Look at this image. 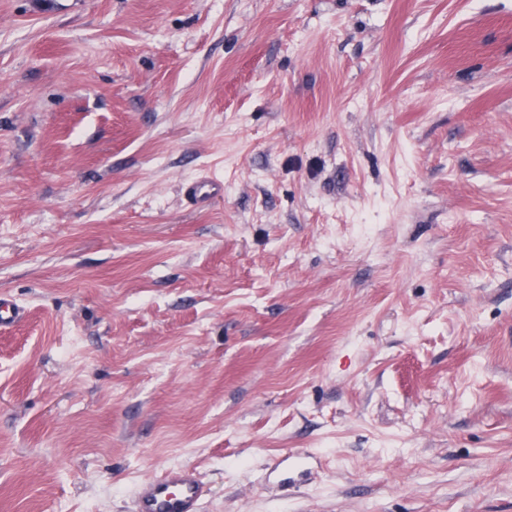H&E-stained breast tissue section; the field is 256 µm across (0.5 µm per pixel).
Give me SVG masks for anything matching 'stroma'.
Masks as SVG:
<instances>
[{"mask_svg":"<svg viewBox=\"0 0 512 512\" xmlns=\"http://www.w3.org/2000/svg\"><path fill=\"white\" fill-rule=\"evenodd\" d=\"M1 292L0 512H512V0H0ZM223 191V186L214 180H200L184 187L185 195L196 204L203 205ZM309 456H299L298 462L294 467H288V452L284 454L276 462L271 473H275L278 478L279 485L288 489L289 486L296 484V482L303 476V460ZM205 492L198 477L169 467L137 487L132 512H202Z\"/></svg>","mask_w":512,"mask_h":512,"instance_id":"35a3bbf8","label":"stroma"}]
</instances>
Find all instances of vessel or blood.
Masks as SVG:
<instances>
[{"mask_svg":"<svg viewBox=\"0 0 512 512\" xmlns=\"http://www.w3.org/2000/svg\"><path fill=\"white\" fill-rule=\"evenodd\" d=\"M222 190L214 180L195 181L184 187L186 196L200 205ZM205 497V485L198 477L184 468L170 467L137 487L133 512H202Z\"/></svg>","mask_w":512,"mask_h":512,"instance_id":"1","label":"vessel or blood"}]
</instances>
